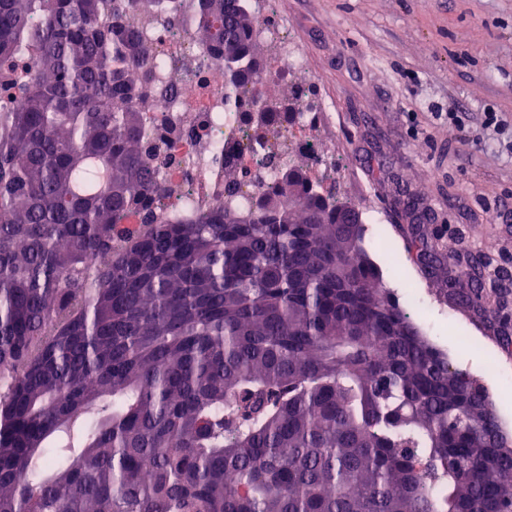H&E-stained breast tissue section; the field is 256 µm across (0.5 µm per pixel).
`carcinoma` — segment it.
Wrapping results in <instances>:
<instances>
[{
	"mask_svg": "<svg viewBox=\"0 0 512 512\" xmlns=\"http://www.w3.org/2000/svg\"><path fill=\"white\" fill-rule=\"evenodd\" d=\"M181 2L0 0V65L30 63L24 108L0 111V512H512L489 392L393 300L365 225L344 223L357 207L305 160L249 210L151 221L172 156L141 150L155 54L124 15ZM191 26L267 147L240 174L263 186L278 154L252 125L292 119L301 92L243 95L249 0H197ZM407 249L427 274L454 261L420 230ZM467 266L451 295L481 307ZM482 319L512 347L500 311Z\"/></svg>",
	"mask_w": 512,
	"mask_h": 512,
	"instance_id": "cac0c4a2",
	"label": "carcinoma"
}]
</instances>
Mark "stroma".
Returning a JSON list of instances; mask_svg holds the SVG:
<instances>
[{
	"mask_svg": "<svg viewBox=\"0 0 512 512\" xmlns=\"http://www.w3.org/2000/svg\"><path fill=\"white\" fill-rule=\"evenodd\" d=\"M310 63L298 80L335 140L341 195L369 221V253L395 295L424 291L413 319L454 367L476 374L499 353L447 272L425 276L404 239L415 211L430 246L512 272V0H274ZM496 122H489L488 113ZM412 199L407 211L403 199Z\"/></svg>",
	"mask_w": 512,
	"mask_h": 512,
	"instance_id": "1",
	"label": "stroma"
}]
</instances>
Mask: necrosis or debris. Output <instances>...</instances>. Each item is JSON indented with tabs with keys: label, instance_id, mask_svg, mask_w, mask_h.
I'll use <instances>...</instances> for the list:
<instances>
[{
	"label": "necrosis or debris",
	"instance_id": "4bbe7bcc",
	"mask_svg": "<svg viewBox=\"0 0 512 512\" xmlns=\"http://www.w3.org/2000/svg\"><path fill=\"white\" fill-rule=\"evenodd\" d=\"M135 25L156 50V94L143 122L173 157L160 173L170 194L155 203L154 220L172 224L222 205L225 165L253 167L263 152L244 146L238 113L224 109V67L183 23L139 15Z\"/></svg>",
	"mask_w": 512,
	"mask_h": 512
}]
</instances>
